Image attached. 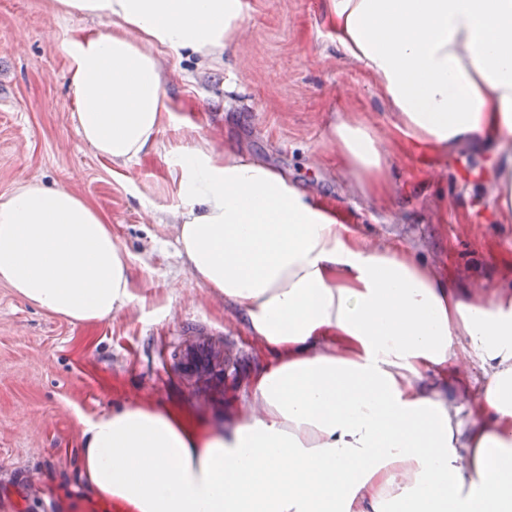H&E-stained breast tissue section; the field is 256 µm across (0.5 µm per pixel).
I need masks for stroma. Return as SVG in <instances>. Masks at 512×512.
<instances>
[{"instance_id":"obj_1","label":"stroma","mask_w":512,"mask_h":512,"mask_svg":"<svg viewBox=\"0 0 512 512\" xmlns=\"http://www.w3.org/2000/svg\"><path fill=\"white\" fill-rule=\"evenodd\" d=\"M243 49L218 62L170 60L163 87L176 105L149 156L109 161L76 131L68 42L90 18L51 0H0V194L28 180L63 185L108 218L129 256L134 301L96 325L32 307L0 283V512H94L79 475L87 425L128 399L178 401L206 417L241 405L250 376L270 361L239 309L196 282L176 252L171 214L184 206L170 171L200 140L284 170L336 206L382 247L409 251L454 284L505 286L512 222L489 202L494 162L465 149L423 154L394 138L388 113L358 66L336 50L326 0H242ZM366 112L392 153L391 193H362L340 167L329 131L346 102ZM222 343L232 375L189 380L172 362L186 327Z\"/></svg>"}]
</instances>
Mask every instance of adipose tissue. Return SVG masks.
I'll list each match as a JSON object with an SVG mask.
<instances>
[{
	"label": "adipose tissue",
	"instance_id": "adipose-tissue-1",
	"mask_svg": "<svg viewBox=\"0 0 512 512\" xmlns=\"http://www.w3.org/2000/svg\"><path fill=\"white\" fill-rule=\"evenodd\" d=\"M56 4L112 22L67 46L77 131L112 161L141 159L173 117L159 49L220 60L244 20L242 0ZM327 9L337 51L397 133L422 151L492 150V201L512 221V0ZM330 140L366 195L384 197L390 153L365 113L345 105ZM176 180L189 202L179 256L273 361L223 421L129 401L90 423L81 470L100 512H512V291L452 287L241 153L199 142ZM0 282L73 324L133 299L107 218L37 181L0 195ZM461 356L486 377L471 404L448 393Z\"/></svg>",
	"mask_w": 512,
	"mask_h": 512
}]
</instances>
